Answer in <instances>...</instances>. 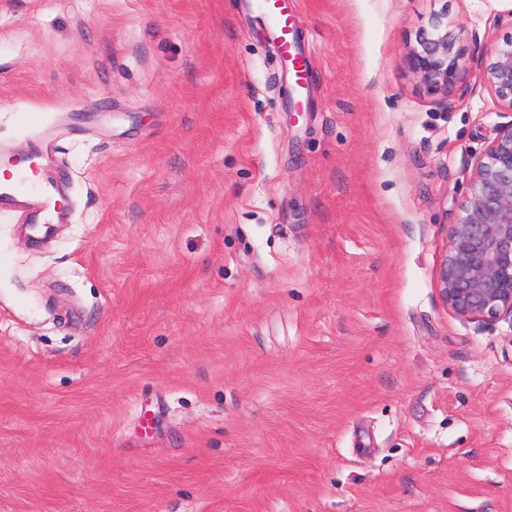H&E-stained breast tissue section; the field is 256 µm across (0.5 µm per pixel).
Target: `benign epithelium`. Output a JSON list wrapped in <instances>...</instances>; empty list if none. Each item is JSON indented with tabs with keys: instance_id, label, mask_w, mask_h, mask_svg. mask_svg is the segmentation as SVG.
<instances>
[{
	"instance_id": "obj_1",
	"label": "benign epithelium",
	"mask_w": 512,
	"mask_h": 512,
	"mask_svg": "<svg viewBox=\"0 0 512 512\" xmlns=\"http://www.w3.org/2000/svg\"><path fill=\"white\" fill-rule=\"evenodd\" d=\"M461 27L448 10L433 13L407 52L410 70L429 88L448 90L463 74ZM483 81L512 112V37L497 44ZM449 225L438 294L456 316L477 326L512 324V120L497 127Z\"/></svg>"
}]
</instances>
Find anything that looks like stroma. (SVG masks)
Returning <instances> with one entry per match:
<instances>
[{
  "label": "stroma",
  "mask_w": 512,
  "mask_h": 512,
  "mask_svg": "<svg viewBox=\"0 0 512 512\" xmlns=\"http://www.w3.org/2000/svg\"><path fill=\"white\" fill-rule=\"evenodd\" d=\"M295 11L301 112L243 0H0V161L70 211L0 212V512H512V324L437 290L512 0ZM460 32V25L448 19L447 11L435 12L407 52L408 67L429 88L448 91L463 74Z\"/></svg>",
  "instance_id": "1"
}]
</instances>
